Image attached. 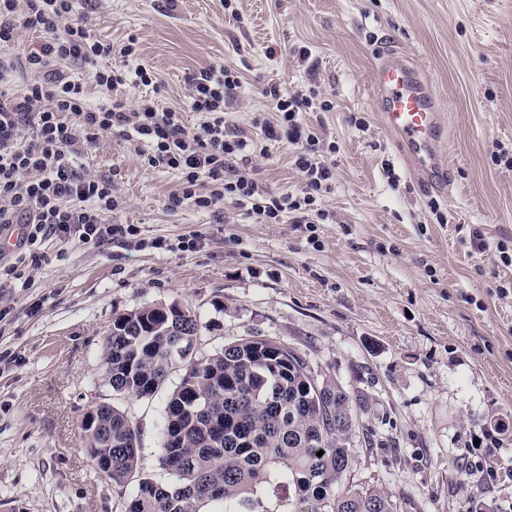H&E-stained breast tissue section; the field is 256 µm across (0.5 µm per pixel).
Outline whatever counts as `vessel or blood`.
I'll return each mask as SVG.
<instances>
[{
    "mask_svg": "<svg viewBox=\"0 0 512 512\" xmlns=\"http://www.w3.org/2000/svg\"><path fill=\"white\" fill-rule=\"evenodd\" d=\"M373 99L384 127L418 180L447 188L448 174L441 162L448 127L444 104L429 81L401 50L380 51L372 70Z\"/></svg>",
    "mask_w": 512,
    "mask_h": 512,
    "instance_id": "1",
    "label": "vessel or blood"
}]
</instances>
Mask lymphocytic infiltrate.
I'll return each instance as SVG.
<instances>
[{
	"label": "lymphocytic infiltrate",
	"instance_id": "1",
	"mask_svg": "<svg viewBox=\"0 0 512 512\" xmlns=\"http://www.w3.org/2000/svg\"><path fill=\"white\" fill-rule=\"evenodd\" d=\"M24 31L44 34L45 40L18 60L13 49ZM134 53V44L116 49L93 39L85 21L74 20L73 0H0V228L26 227L15 263H37L36 246L50 235L103 243L123 234L122 225L109 221L116 207L111 180L81 173L71 160L82 143L104 133L145 146L152 166L179 173L169 210H207L229 199L268 224L329 221L319 202L332 189L336 165L321 155L317 135L302 119L313 109L312 98L270 89L275 117L261 121L254 139L227 118L242 86L240 75L210 65L189 80V107L199 116L190 127L182 112L159 108L153 98L129 106L131 87L153 83L145 66L127 67ZM115 55L119 64L100 67V60ZM72 63L105 90L103 103L90 104L83 80L68 70ZM18 66L29 79L12 95L2 85ZM69 114L75 122H66ZM284 142L296 148L293 166L304 185L296 196L269 193L245 170L253 156Z\"/></svg>",
	"mask_w": 512,
	"mask_h": 512
}]
</instances>
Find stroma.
<instances>
[{
    "mask_svg": "<svg viewBox=\"0 0 512 512\" xmlns=\"http://www.w3.org/2000/svg\"><path fill=\"white\" fill-rule=\"evenodd\" d=\"M91 34L122 45L155 86L132 87L184 109L189 75L227 65L246 83L232 118L245 134L272 116L265 90L316 89L304 119L336 181L332 224H260L232 202L170 211L176 171L152 166L116 134L84 144L78 170L111 179L116 224L138 245L56 236L23 287H0V512H125L133 488L104 480L81 439L102 403L137 426L145 471L159 465L172 372L149 398L113 395L103 347L113 318L153 305L197 313L203 357L238 338H280L362 399L354 483L395 512H512V0H75ZM405 50L448 116L447 195L415 182L381 126L371 72L382 43ZM306 47L309 68L291 51ZM283 143L246 170L272 194L303 184ZM439 211H432L430 201ZM488 248L476 251L474 228Z\"/></svg>",
    "mask_w": 512,
    "mask_h": 512,
    "instance_id": "stroma-1",
    "label": "stroma"
}]
</instances>
